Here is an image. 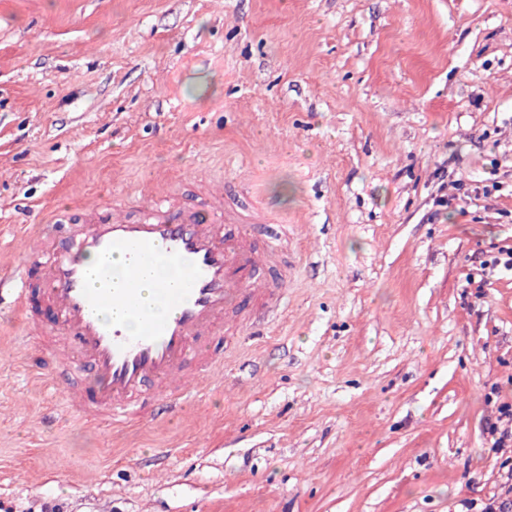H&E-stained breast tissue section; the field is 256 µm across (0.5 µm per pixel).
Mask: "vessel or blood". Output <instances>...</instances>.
Returning <instances> with one entry per match:
<instances>
[{"label": "vessel or blood", "instance_id": "1", "mask_svg": "<svg viewBox=\"0 0 512 512\" xmlns=\"http://www.w3.org/2000/svg\"><path fill=\"white\" fill-rule=\"evenodd\" d=\"M257 224V217L226 209L223 195L212 191L197 210L157 195L136 221L98 206L62 238L28 227L29 258L17 282L0 280V296H9L55 361L89 369V385L66 391L81 417L116 428L135 417L159 423L186 401L193 377L212 379L218 361L208 338L255 326L238 309L253 305L267 324L278 316V287L257 284L254 272L278 263L281 240L256 249L250 234ZM162 261L178 276L154 281L151 304L169 311L157 317L143 302L142 283ZM35 293L53 315V331L34 316Z\"/></svg>", "mask_w": 512, "mask_h": 512}]
</instances>
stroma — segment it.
<instances>
[{
	"label": "stroma",
	"instance_id": "obj_1",
	"mask_svg": "<svg viewBox=\"0 0 512 512\" xmlns=\"http://www.w3.org/2000/svg\"><path fill=\"white\" fill-rule=\"evenodd\" d=\"M495 181L498 189L484 195ZM260 206L269 329L167 422L69 412L0 305V512H457L512 399V0H0V278L24 226ZM500 399V400H501Z\"/></svg>",
	"mask_w": 512,
	"mask_h": 512
}]
</instances>
